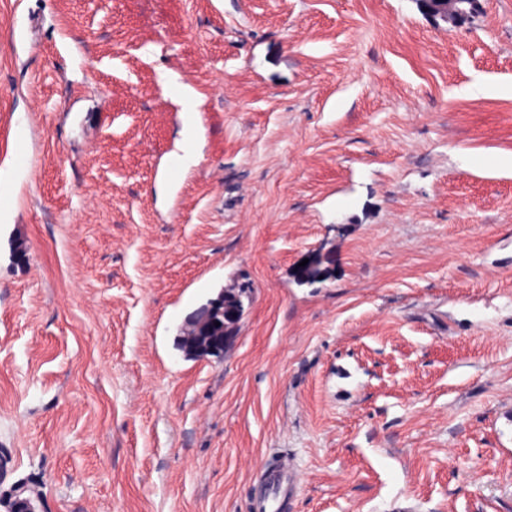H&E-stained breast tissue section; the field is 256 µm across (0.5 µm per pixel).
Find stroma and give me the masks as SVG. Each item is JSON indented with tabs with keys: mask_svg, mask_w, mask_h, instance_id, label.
Listing matches in <instances>:
<instances>
[{
	"mask_svg": "<svg viewBox=\"0 0 512 512\" xmlns=\"http://www.w3.org/2000/svg\"><path fill=\"white\" fill-rule=\"evenodd\" d=\"M0 182V512H512V0H0ZM223 295L222 291L218 298L214 300H221ZM240 305L241 301L236 294H225L224 313L218 314L216 312L212 315L211 321L208 319L200 322L203 323V327L197 335L181 336L178 341L179 349L187 355L217 353V351L222 350L224 348V341L229 342L232 338L230 334ZM215 322H219V326H215ZM300 475L285 470L279 464H271L265 470V488L256 500L255 512H282L285 501H291L298 489Z\"/></svg>",
	"mask_w": 512,
	"mask_h": 512,
	"instance_id": "1",
	"label": "stroma"
}]
</instances>
